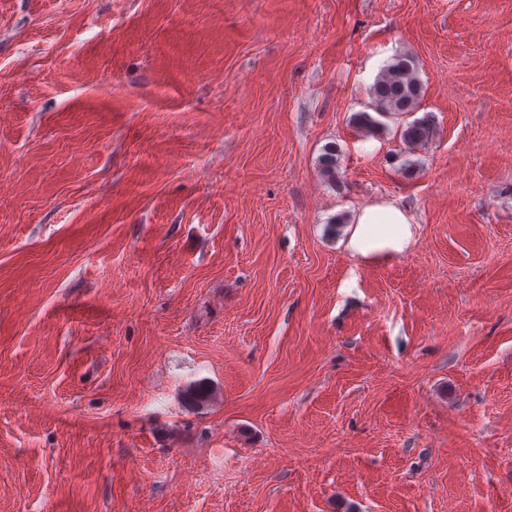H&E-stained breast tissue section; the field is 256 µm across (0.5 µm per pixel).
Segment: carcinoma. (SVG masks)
<instances>
[{
	"label": "carcinoma",
	"instance_id": "1",
	"mask_svg": "<svg viewBox=\"0 0 512 512\" xmlns=\"http://www.w3.org/2000/svg\"><path fill=\"white\" fill-rule=\"evenodd\" d=\"M370 94L372 111L357 112L353 116V122L367 134H373L382 127V117L414 111L421 95V84L412 57L401 55L394 58L377 78ZM431 135L432 120L427 115L406 123L400 130L402 141L410 148L424 144ZM339 157L338 147L330 144L319 158L322 173L331 180L338 174ZM210 396V388L205 384H194L186 391V399L193 405L206 403Z\"/></svg>",
	"mask_w": 512,
	"mask_h": 512
}]
</instances>
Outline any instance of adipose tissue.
Masks as SVG:
<instances>
[{
  "label": "adipose tissue",
  "mask_w": 512,
  "mask_h": 512,
  "mask_svg": "<svg viewBox=\"0 0 512 512\" xmlns=\"http://www.w3.org/2000/svg\"><path fill=\"white\" fill-rule=\"evenodd\" d=\"M409 238L410 225L401 208L374 204L357 215L347 246L364 258L386 257L402 252Z\"/></svg>",
  "instance_id": "adipose-tissue-1"
}]
</instances>
